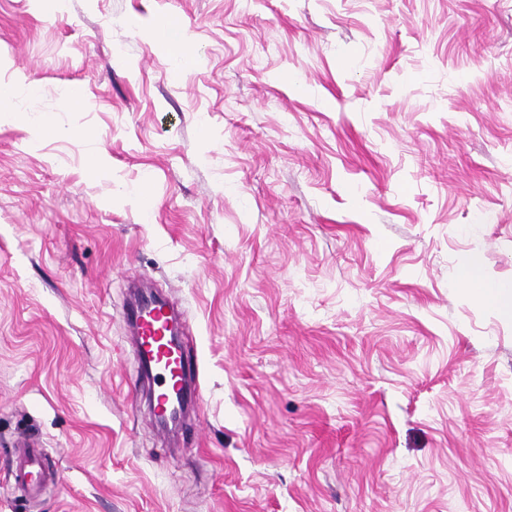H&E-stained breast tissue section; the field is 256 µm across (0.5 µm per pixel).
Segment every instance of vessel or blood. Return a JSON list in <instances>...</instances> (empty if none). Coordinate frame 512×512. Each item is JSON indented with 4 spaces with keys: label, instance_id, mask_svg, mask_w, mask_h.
Instances as JSON below:
<instances>
[{
    "label": "vessel or blood",
    "instance_id": "obj_1",
    "mask_svg": "<svg viewBox=\"0 0 512 512\" xmlns=\"http://www.w3.org/2000/svg\"><path fill=\"white\" fill-rule=\"evenodd\" d=\"M172 318L168 304L157 300L154 293L147 289L141 290L127 310L141 373L154 380L158 388L152 398L153 415L157 418L168 414L190 390L192 382L199 379L197 365L187 359L183 348L170 342L169 324ZM14 456L15 484L30 494H41L51 480V473L44 464L42 448L35 442L24 441L15 449Z\"/></svg>",
    "mask_w": 512,
    "mask_h": 512
}]
</instances>
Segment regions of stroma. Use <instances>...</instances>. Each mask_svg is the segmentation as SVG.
<instances>
[{
	"label": "stroma",
	"mask_w": 512,
	"mask_h": 512,
	"mask_svg": "<svg viewBox=\"0 0 512 512\" xmlns=\"http://www.w3.org/2000/svg\"><path fill=\"white\" fill-rule=\"evenodd\" d=\"M1 53L52 129L0 124V512H512V316L454 286L512 285V0H0ZM140 276L199 363L174 442ZM148 36L151 40L166 45H177V54L175 63L177 66L185 64L187 61H195L199 58L197 50L191 41L183 38L178 25L170 19L160 22L153 30L149 31ZM14 456L15 484L31 495L41 494L51 481V473L44 464L43 448L33 441H23L15 449Z\"/></svg>",
	"instance_id": "stroma-1"
}]
</instances>
